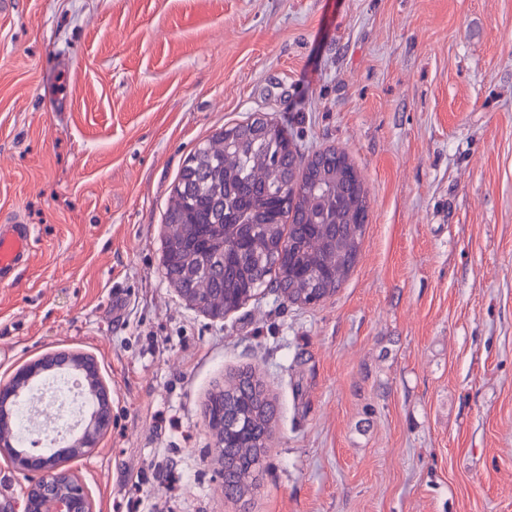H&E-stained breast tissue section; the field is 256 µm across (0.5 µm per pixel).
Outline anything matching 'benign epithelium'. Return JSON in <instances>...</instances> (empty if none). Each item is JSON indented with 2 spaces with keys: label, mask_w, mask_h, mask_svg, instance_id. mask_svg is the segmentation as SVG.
I'll use <instances>...</instances> for the list:
<instances>
[{
  "label": "benign epithelium",
  "mask_w": 512,
  "mask_h": 512,
  "mask_svg": "<svg viewBox=\"0 0 512 512\" xmlns=\"http://www.w3.org/2000/svg\"><path fill=\"white\" fill-rule=\"evenodd\" d=\"M78 372L87 386L92 409L73 429L67 444L45 456L18 441L19 407L34 383L48 373ZM112 423V408L94 361L79 353H57L31 362L0 384V431L11 438L0 439V456L27 481L22 502L0 501V512H94L91 497L67 460H79L96 447Z\"/></svg>",
  "instance_id": "obj_1"
}]
</instances>
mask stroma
Instances as JSON below:
<instances>
[{
	"instance_id": "1",
	"label": "stroma",
	"mask_w": 512,
	"mask_h": 512,
	"mask_svg": "<svg viewBox=\"0 0 512 512\" xmlns=\"http://www.w3.org/2000/svg\"><path fill=\"white\" fill-rule=\"evenodd\" d=\"M264 115L347 153L369 217L312 307L222 319L162 265L199 143ZM0 382L91 355L112 425L95 512H512V0H0ZM277 405L253 491L205 425L239 370ZM34 237L27 224L0 225V283L11 279L33 255Z\"/></svg>"
}]
</instances>
